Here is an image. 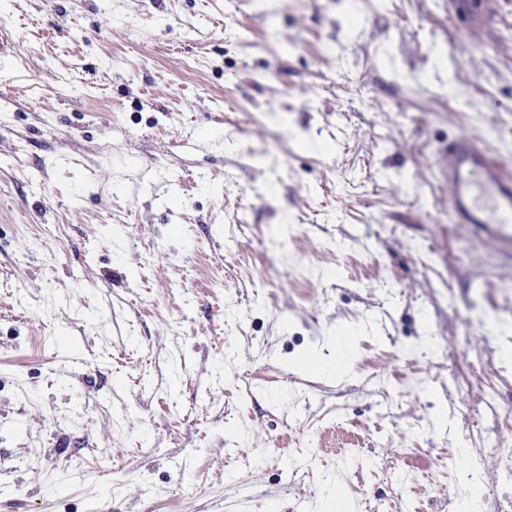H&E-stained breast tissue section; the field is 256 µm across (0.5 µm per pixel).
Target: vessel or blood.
I'll return each mask as SVG.
<instances>
[{"instance_id":"1","label":"vessel or blood","mask_w":512,"mask_h":512,"mask_svg":"<svg viewBox=\"0 0 512 512\" xmlns=\"http://www.w3.org/2000/svg\"><path fill=\"white\" fill-rule=\"evenodd\" d=\"M448 205L454 223L512 227V156L466 135L449 139Z\"/></svg>"}]
</instances>
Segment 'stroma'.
Here are the masks:
<instances>
[{
	"label": "stroma",
	"mask_w": 512,
	"mask_h": 512,
	"mask_svg": "<svg viewBox=\"0 0 512 512\" xmlns=\"http://www.w3.org/2000/svg\"><path fill=\"white\" fill-rule=\"evenodd\" d=\"M0 0V512H512V0ZM448 205L456 224L511 227L512 156H492L466 135L448 140Z\"/></svg>",
	"instance_id": "35a3bbf8"
}]
</instances>
